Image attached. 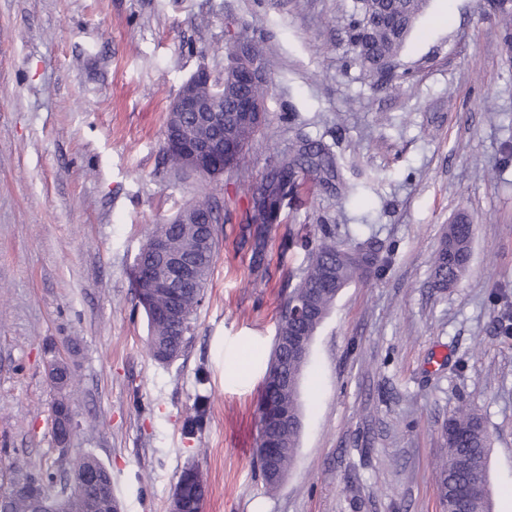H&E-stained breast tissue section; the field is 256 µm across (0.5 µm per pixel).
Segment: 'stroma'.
I'll list each match as a JSON object with an SVG mask.
<instances>
[{"mask_svg": "<svg viewBox=\"0 0 512 512\" xmlns=\"http://www.w3.org/2000/svg\"><path fill=\"white\" fill-rule=\"evenodd\" d=\"M352 0H0V491L90 454L120 512H169L197 468L202 512H443L441 427L459 407L490 435V512H512V63L483 0H428L398 88L352 59ZM261 42L272 81L247 166L210 181L163 154L170 102L199 67L223 79L231 40ZM332 146L353 192L289 196L253 281L239 226L219 249L192 338L161 363L132 287L153 225L202 197L239 198L298 135ZM469 270L432 286L458 216ZM379 241L390 268L342 288L300 384L301 433L269 489L256 458L261 385L281 304L321 225ZM68 360V447L52 432L46 365ZM209 402L205 428L185 417Z\"/></svg>", "mask_w": 512, "mask_h": 512, "instance_id": "35a3bbf8", "label": "stroma"}]
</instances>
